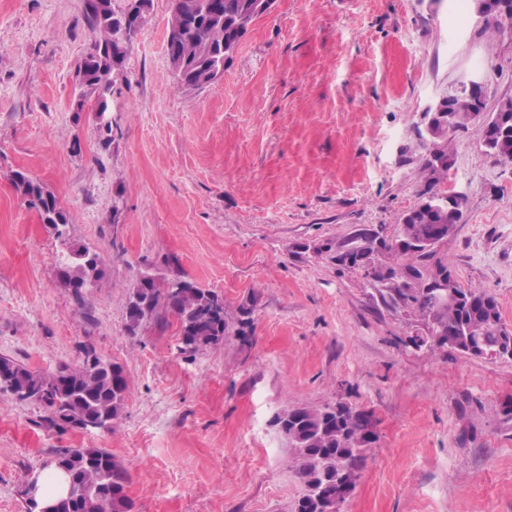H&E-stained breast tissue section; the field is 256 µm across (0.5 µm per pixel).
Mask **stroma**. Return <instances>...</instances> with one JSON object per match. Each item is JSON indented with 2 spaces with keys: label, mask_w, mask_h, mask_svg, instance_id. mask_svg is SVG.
Here are the masks:
<instances>
[{
  "label": "stroma",
  "mask_w": 512,
  "mask_h": 512,
  "mask_svg": "<svg viewBox=\"0 0 512 512\" xmlns=\"http://www.w3.org/2000/svg\"><path fill=\"white\" fill-rule=\"evenodd\" d=\"M170 15L150 0L102 115L77 78L96 38L86 0H0V356L49 372L88 345L128 381L123 418L92 433L0 392V512H25L28 475L80 446L128 470L132 512H292L303 488L274 419L339 402L375 432L342 512H512V359L410 346L425 317L337 260L363 234L393 238L417 203L440 98L484 77L487 111L512 99V28L456 18L451 0H275L223 79L189 93ZM480 139L476 124L452 136L439 188L467 208L434 256L512 329V164ZM16 171L102 258L83 300L59 286L62 246ZM147 269L218 295L224 339L183 351L173 319L130 335ZM12 181L16 190L39 210L43 224L55 232L57 239L64 238L68 218L55 195L20 171L13 174Z\"/></svg>",
  "instance_id": "35a3bbf8"
}]
</instances>
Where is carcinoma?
<instances>
[{
	"label": "carcinoma",
	"instance_id": "carcinoma-1",
	"mask_svg": "<svg viewBox=\"0 0 512 512\" xmlns=\"http://www.w3.org/2000/svg\"><path fill=\"white\" fill-rule=\"evenodd\" d=\"M183 6L171 11L169 28L181 32L180 40L169 46L171 54L187 60V69L179 75L184 90L199 91L213 85L224 76V65L231 61L241 38L262 14V0H182ZM476 12L484 18L485 29L497 31L512 26V0H472ZM87 18L98 37L77 71V77L87 88L104 98L112 87V71L116 66L113 51L118 39L119 16L112 7L99 9L88 0ZM473 96L464 83L454 98L448 123L437 129L432 145L445 161L438 166L424 163L427 172L424 196L404 217L402 225H411L415 239L428 237L434 221L429 219L436 198V186L448 178L451 162L450 135L464 129L471 121ZM485 155L499 163H512V133L490 144L481 141ZM12 181L16 190L37 208L42 221L56 238L64 237L68 218L55 195L26 174L17 171ZM467 205L461 194L448 210L439 214L444 224H459ZM401 267L416 272L411 281L394 280L378 289L391 307L412 308L432 321L426 346L455 344V351L468 355L466 343H457L467 328H481V335L471 337L490 347L500 339L512 337L501 319L497 299L481 288H461L463 299L452 306L430 307L426 289L422 288L423 272L432 269L448 271L438 261L431 268L427 261L433 252L401 253ZM101 258L88 250L66 252L58 269L60 285L71 290L76 300L89 287L98 273ZM154 273H140L126 302L127 327L131 334L149 321L158 322L170 314L178 322L184 349L194 352L224 339L228 325L224 317V301L212 292L204 291L188 281L174 286ZM0 372L8 374L19 391L15 398L43 406L51 423L98 419L109 430L121 420L125 411L127 378L121 365L100 355L72 367L62 365L52 372H33L25 365L0 357ZM361 411L348 403L339 402L323 408H294L276 418V425L288 440L292 450L295 474L304 487L295 512H337L333 496L336 484L354 479L366 460L371 440L362 436ZM60 465L72 476L76 492L57 499L58 512H92L99 500H112V512H131L132 505L125 495L128 471L109 452L99 448H65L56 453Z\"/></svg>",
	"mask_w": 512,
	"mask_h": 512
}]
</instances>
